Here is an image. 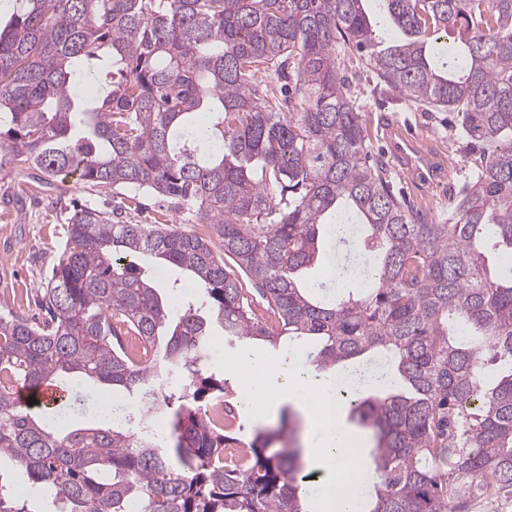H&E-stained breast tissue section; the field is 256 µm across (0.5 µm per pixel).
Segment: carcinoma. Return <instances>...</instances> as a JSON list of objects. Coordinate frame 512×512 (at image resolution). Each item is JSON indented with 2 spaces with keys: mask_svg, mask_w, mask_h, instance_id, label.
<instances>
[{
  "mask_svg": "<svg viewBox=\"0 0 512 512\" xmlns=\"http://www.w3.org/2000/svg\"><path fill=\"white\" fill-rule=\"evenodd\" d=\"M338 47L366 57L377 84L455 113L480 147L448 222H429L370 162ZM86 75L104 96L80 89ZM504 137L512 0H14L0 24V169L74 176L131 206L171 199L212 234L74 213L44 317L0 311V461L59 512H312L286 417L238 435L212 368L218 335L306 344L320 372L382 360L348 395L374 442L360 512L512 501ZM145 258L186 272L199 303L173 313ZM332 258L329 299L302 273ZM497 363L508 374L491 375ZM71 374L122 393L124 421L56 432ZM44 384L62 387L60 403L19 401L18 387ZM221 399L226 422L207 414Z\"/></svg>",
  "mask_w": 512,
  "mask_h": 512,
  "instance_id": "carcinoma-1",
  "label": "carcinoma"
}]
</instances>
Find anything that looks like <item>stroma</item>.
<instances>
[{"mask_svg":"<svg viewBox=\"0 0 512 512\" xmlns=\"http://www.w3.org/2000/svg\"><path fill=\"white\" fill-rule=\"evenodd\" d=\"M350 97L366 128L368 151L382 160L394 185L411 205L422 208L433 222L448 218L456 185L473 171V144L447 112L410 105L396 92L376 87L366 59L344 57ZM395 122L423 137L426 146L442 154L448 165L446 183L426 187L410 182L387 152L382 127ZM34 168L0 171V311L32 315L34 299L51 274L66 242V224L74 205L108 210L116 224H173L189 231L195 218L165 198L146 197L141 208H126L108 189H89L66 178V194L39 184Z\"/></svg>","mask_w":512,"mask_h":512,"instance_id":"obj_1","label":"stroma"}]
</instances>
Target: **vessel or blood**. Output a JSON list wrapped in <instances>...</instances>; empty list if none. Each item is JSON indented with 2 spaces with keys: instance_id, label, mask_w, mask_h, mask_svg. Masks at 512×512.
Listing matches in <instances>:
<instances>
[{
  "instance_id": "vessel-or-blood-1",
  "label": "vessel or blood",
  "mask_w": 512,
  "mask_h": 512,
  "mask_svg": "<svg viewBox=\"0 0 512 512\" xmlns=\"http://www.w3.org/2000/svg\"><path fill=\"white\" fill-rule=\"evenodd\" d=\"M384 138L392 158L412 181L436 185L446 180L445 161L427 150L416 134L392 124L385 129Z\"/></svg>"
}]
</instances>
